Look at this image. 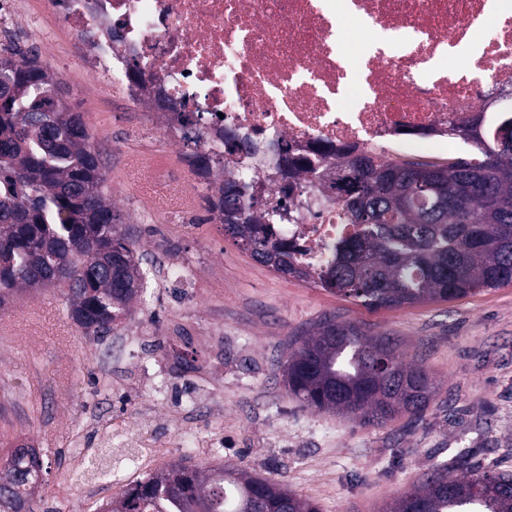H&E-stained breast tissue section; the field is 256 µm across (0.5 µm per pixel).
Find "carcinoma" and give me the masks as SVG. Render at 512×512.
<instances>
[{
  "label": "carcinoma",
  "mask_w": 512,
  "mask_h": 512,
  "mask_svg": "<svg viewBox=\"0 0 512 512\" xmlns=\"http://www.w3.org/2000/svg\"><path fill=\"white\" fill-rule=\"evenodd\" d=\"M474 151L446 164L336 150L338 203L355 231L311 271L279 238L278 210L257 216L244 188L224 181L209 220L273 272L374 308L451 301L512 283V112L456 133ZM234 141L194 153L203 172L224 168ZM107 181L83 113L57 75L15 45L0 48V307L19 288L67 287L71 319L101 338L128 310L146 273ZM302 405L364 425L421 417L433 398L424 366L389 336L324 318L294 336L280 361ZM46 471L35 448L0 459V512H31ZM512 512V473L481 469L460 452L399 493L386 512ZM101 512H318L288 487L245 469L173 462L124 488Z\"/></svg>",
  "instance_id": "carcinoma-1"
}]
</instances>
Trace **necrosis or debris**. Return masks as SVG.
I'll list each match as a JSON object with an SVG mask.
<instances>
[{
	"mask_svg": "<svg viewBox=\"0 0 512 512\" xmlns=\"http://www.w3.org/2000/svg\"><path fill=\"white\" fill-rule=\"evenodd\" d=\"M346 2L366 47L354 65L336 0H46L91 44L85 68L137 92L163 140L181 137L166 97L201 114L199 151L235 137L227 176L246 182L253 211L280 210L281 237L312 268L352 227L336 188L289 187L287 156L332 163L337 148L373 143L442 152L449 126H467L489 89H512V0ZM390 33L412 46L385 42Z\"/></svg>",
	"mask_w": 512,
	"mask_h": 512,
	"instance_id": "4bbe7bcc",
	"label": "necrosis or debris"
}]
</instances>
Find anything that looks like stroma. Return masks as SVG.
<instances>
[{
  "mask_svg": "<svg viewBox=\"0 0 512 512\" xmlns=\"http://www.w3.org/2000/svg\"><path fill=\"white\" fill-rule=\"evenodd\" d=\"M13 42L55 71L79 111L96 108L93 134L108 178L129 192L114 197L137 258L151 276L128 314L101 340L68 316L59 289L17 291L0 307V381L17 392L0 401V456L25 445L51 469L34 512H84L113 496L71 470L81 453L166 442L156 466L185 459L232 464L283 483L319 512H380L434 465L464 448L475 462L512 473V284L447 302L370 309L282 277L210 222L202 207L179 224L153 214L133 187L125 160L149 131L121 94L91 95L80 67L86 45L38 48L25 23ZM178 266L179 277L169 276ZM394 337L405 359L422 364L436 392L421 420L362 425L303 406L282 386L277 364L288 339L323 316Z\"/></svg>",
  "mask_w": 512,
  "mask_h": 512,
  "instance_id": "35a3bbf8",
  "label": "stroma"
}]
</instances>
